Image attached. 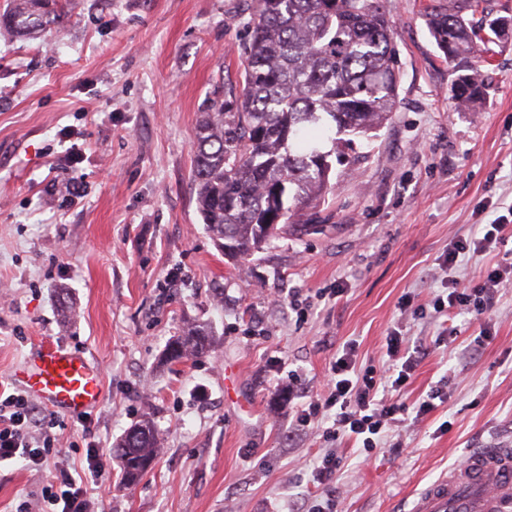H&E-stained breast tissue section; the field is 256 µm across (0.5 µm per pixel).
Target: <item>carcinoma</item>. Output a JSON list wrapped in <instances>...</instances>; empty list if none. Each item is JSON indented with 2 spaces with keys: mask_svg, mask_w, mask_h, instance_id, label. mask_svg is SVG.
<instances>
[{
  "mask_svg": "<svg viewBox=\"0 0 512 512\" xmlns=\"http://www.w3.org/2000/svg\"><path fill=\"white\" fill-rule=\"evenodd\" d=\"M70 0H10L0 35L16 38L46 27L62 29ZM481 0H437L428 17L436 47L448 62L468 67L477 50L466 13ZM239 86L207 100L193 136V181L204 224L245 259L271 239L303 228L304 210L332 189L329 157L360 158L357 140L370 139L398 104L399 75L392 21L380 0H255ZM455 95L472 102L490 84L476 73L453 80ZM326 136L332 149L315 141ZM207 352L192 328L167 346L179 361ZM160 451L153 422L133 425L112 451L126 485L151 467Z\"/></svg>",
  "mask_w": 512,
  "mask_h": 512,
  "instance_id": "carcinoma-1",
  "label": "carcinoma"
}]
</instances>
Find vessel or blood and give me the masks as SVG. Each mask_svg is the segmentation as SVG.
Returning a JSON list of instances; mask_svg holds the SVG:
<instances>
[{"label":"vessel or blood","instance_id":"1","mask_svg":"<svg viewBox=\"0 0 512 512\" xmlns=\"http://www.w3.org/2000/svg\"><path fill=\"white\" fill-rule=\"evenodd\" d=\"M14 378L35 400L69 416L97 409L104 397L98 364L52 343L34 349ZM411 512H512V449L473 452L460 469L423 488Z\"/></svg>","mask_w":512,"mask_h":512}]
</instances>
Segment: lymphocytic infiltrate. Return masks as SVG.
<instances>
[{
  "instance_id": "lymphocytic-infiltrate-1",
  "label": "lymphocytic infiltrate",
  "mask_w": 512,
  "mask_h": 512,
  "mask_svg": "<svg viewBox=\"0 0 512 512\" xmlns=\"http://www.w3.org/2000/svg\"><path fill=\"white\" fill-rule=\"evenodd\" d=\"M505 230V224L495 220L485 225L482 236L456 240L444 258L446 269H453L461 255L495 251L505 241ZM511 285L512 261L501 262L488 271L477 288L449 279L447 296L436 298L432 308L442 316L459 309L480 319L493 308L501 290ZM384 347L382 366L361 371L356 368L354 348L343 349L329 364L323 393L295 411L294 430L308 428L329 416L333 425L325 429L326 439L355 440L369 454L377 449L383 433L404 425L407 413L420 419L433 412L437 402L446 401V394L439 388L430 390L415 407H408L404 400L415 369L427 352L423 339L406 337L394 329L387 333ZM54 424V416L41 413L27 395L1 390L0 463L13 459L32 465L47 463L49 431ZM340 467L336 453H325L311 472L315 494L310 500L293 502L292 512H337L332 481ZM39 504V512H93L92 503L83 500L80 487L67 477L46 486Z\"/></svg>"
}]
</instances>
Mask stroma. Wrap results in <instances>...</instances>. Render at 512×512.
Segmentation results:
<instances>
[{"mask_svg":"<svg viewBox=\"0 0 512 512\" xmlns=\"http://www.w3.org/2000/svg\"><path fill=\"white\" fill-rule=\"evenodd\" d=\"M382 2L397 112L358 162L334 163L307 232L239 261L198 212L193 131L240 79L253 0H72L64 29L0 38V385L47 340L93 358L105 392L89 430L57 416L55 469L0 465V512L82 476L91 451L106 465L85 496L103 512H288L315 491L331 425L290 433L303 395L347 345L358 369L381 364L394 326L429 345L408 403L439 384L448 400L388 434L400 454L336 444L339 512H410L473 450L512 448V287L488 339L467 312L444 322L397 308L445 294L450 244L512 213V32L473 58L491 90L464 105L426 25L434 0ZM335 286L341 297H321ZM271 291L299 293L304 317L268 305ZM189 325L205 328L207 353L161 365ZM447 325L457 334L444 340ZM144 416L162 451L124 487L112 447Z\"/></svg>","mask_w":512,"mask_h":512,"instance_id":"35a3bbf8","label":"stroma"}]
</instances>
